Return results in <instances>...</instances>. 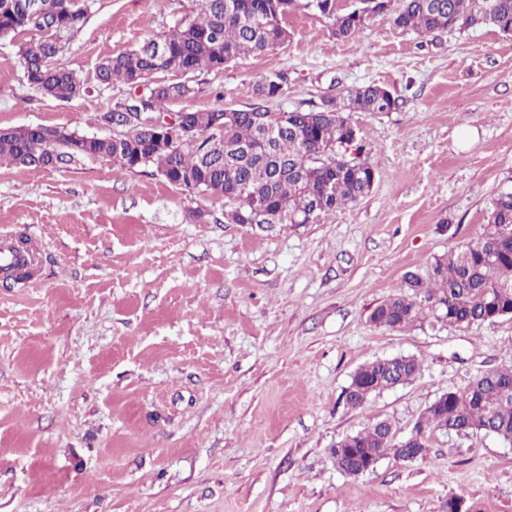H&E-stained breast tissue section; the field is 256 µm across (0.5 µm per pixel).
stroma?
<instances>
[{
	"instance_id": "35a3bbf8",
	"label": "stroma",
	"mask_w": 512,
	"mask_h": 512,
	"mask_svg": "<svg viewBox=\"0 0 512 512\" xmlns=\"http://www.w3.org/2000/svg\"><path fill=\"white\" fill-rule=\"evenodd\" d=\"M188 6L95 0L62 55L87 87L68 101L30 89L18 39L0 37V127L112 135L101 116L126 88L98 87V63ZM288 29L168 110L241 109L279 73L275 112L367 84L400 96L397 111L352 113L377 179L336 213L262 229L148 169L0 168V231L44 252L29 280L0 285V512H448L455 496L512 512V444L493 435L429 430L424 456L360 476L330 455L380 419L405 438L442 392L512 366V315L400 332L369 320L405 272L475 240L512 189V37L420 36L378 17L340 40L308 10ZM397 355L420 360L415 379L346 408L353 372Z\"/></svg>"
}]
</instances>
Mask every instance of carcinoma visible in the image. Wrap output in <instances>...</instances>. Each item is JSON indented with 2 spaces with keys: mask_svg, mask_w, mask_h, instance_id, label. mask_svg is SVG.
I'll use <instances>...</instances> for the list:
<instances>
[{
  "mask_svg": "<svg viewBox=\"0 0 512 512\" xmlns=\"http://www.w3.org/2000/svg\"><path fill=\"white\" fill-rule=\"evenodd\" d=\"M92 0H0V36H21L19 54L26 82L42 96L67 101L84 83L59 62L65 45L87 20ZM297 10L334 20L338 39L365 23L387 17L420 36L440 31L495 28L512 36V0H360L340 12L336 0H191V9L165 34L114 54L97 67L100 85L123 84L127 94L103 114L126 128L120 137H95L64 126H22L0 132V165L51 170L75 159L109 160L130 171L154 169L164 181L191 194L229 203L224 219L241 223L255 210L263 223L315 222L366 196L376 172L365 159L347 165L333 157L326 166L310 156L342 142L352 112H392L399 99L369 84L341 98L325 97L314 109L273 113L269 103L284 93L286 77H265L252 88L244 109L188 110L182 130L161 136L139 121L146 112L198 92L195 77L219 72L237 59L260 56L288 42L286 19ZM457 325L491 322L512 315V190L495 195L478 238L436 259L427 275L408 271L399 289L377 305L369 321L403 331L425 313ZM421 370L413 356L376 359L358 367L344 391L351 410L369 397L404 385ZM512 438V367L474 377L448 404L432 403L417 429ZM392 423L379 420L337 442L336 468L348 474L364 455L379 450Z\"/></svg>",
  "mask_w": 512,
  "mask_h": 512,
  "instance_id": "cac0c4a2",
  "label": "carcinoma"
}]
</instances>
